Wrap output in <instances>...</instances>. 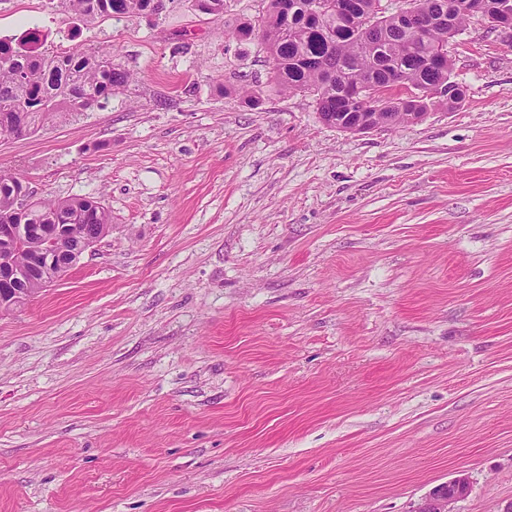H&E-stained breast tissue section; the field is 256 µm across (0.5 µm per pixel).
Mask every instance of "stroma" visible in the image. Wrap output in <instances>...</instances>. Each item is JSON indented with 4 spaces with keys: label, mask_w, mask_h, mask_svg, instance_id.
Instances as JSON below:
<instances>
[{
    "label": "stroma",
    "mask_w": 512,
    "mask_h": 512,
    "mask_svg": "<svg viewBox=\"0 0 512 512\" xmlns=\"http://www.w3.org/2000/svg\"><path fill=\"white\" fill-rule=\"evenodd\" d=\"M263 0L84 28L134 79L0 142L112 231L0 316V512H457L512 505V44L448 46L454 111L364 134L270 82ZM69 45L50 0L0 38ZM467 489V478L463 475L457 476L432 488L420 499L412 512H456L454 504L466 493Z\"/></svg>",
    "instance_id": "stroma-1"
}]
</instances>
